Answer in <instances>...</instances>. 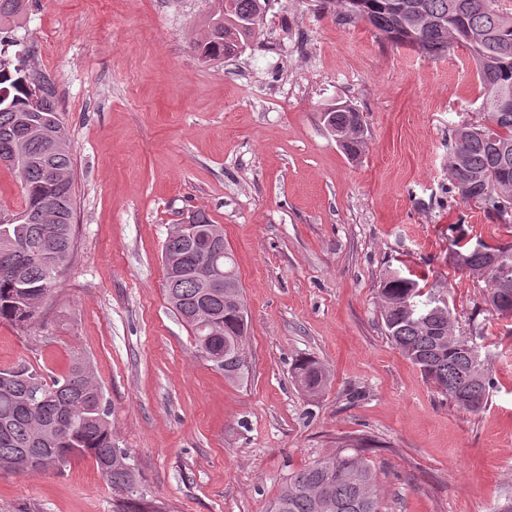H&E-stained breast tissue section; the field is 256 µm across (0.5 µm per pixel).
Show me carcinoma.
<instances>
[{"instance_id":"1","label":"carcinoma","mask_w":512,"mask_h":512,"mask_svg":"<svg viewBox=\"0 0 512 512\" xmlns=\"http://www.w3.org/2000/svg\"><path fill=\"white\" fill-rule=\"evenodd\" d=\"M25 0H0V25L16 19ZM339 3L347 20H363L385 40L405 44L428 56L464 47L481 86V113L454 133L448 159L452 180L468 187V197L488 215L507 220L512 210V110L499 108L512 99V14L497 0H321ZM271 6V0H215V8L192 40L205 62L221 61L249 46ZM35 84L23 64H14L0 41V151L14 146L25 157L14 169L24 206L23 219L0 214V321L25 327L49 300L60 272L75 250V199L71 143L53 96L45 105L29 103ZM342 149L360 153L365 134L361 113L336 104L322 113ZM193 233L203 240L212 221L193 214ZM163 250L183 256L179 270L166 271V296L176 317L191 331L198 351L219 355L216 367L236 381L249 371L247 312L233 253L200 251L184 237L166 239ZM499 256L488 270L491 283H512V245L479 242L456 251L462 267L483 265L487 254ZM224 274V290L204 299L198 273ZM381 317L392 344L456 407L470 412L487 401L488 378L476 339L456 335L448 340L452 319L441 289L423 291L419 282L397 272L384 274L378 285ZM304 390L317 395L327 376L313 359L295 367ZM110 411L90 363L74 360L67 373L46 376L25 363L0 368V464L26 448H35L62 471L80 457L92 458L116 496L113 512H164L148 496L129 452L112 435ZM368 441L353 439L336 452L288 474L269 512H383L376 476L363 453Z\"/></svg>"}]
</instances>
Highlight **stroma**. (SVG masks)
I'll return each mask as SVG.
<instances>
[{
	"label": "stroma",
	"instance_id": "1",
	"mask_svg": "<svg viewBox=\"0 0 512 512\" xmlns=\"http://www.w3.org/2000/svg\"><path fill=\"white\" fill-rule=\"evenodd\" d=\"M212 0H27L0 31L48 88L74 159L76 250L30 328L0 323V367L48 375L87 357L126 448L165 512H268L288 474L366 437L385 512L512 507V319L456 245L512 244L464 201L455 129L481 103L467 51L430 57L318 0H274L253 43L202 62ZM361 112L348 156L322 113ZM224 229L248 311L240 382L201 357L165 294L163 244L188 211ZM389 271L443 289L460 332L484 326L492 380L456 407L389 340ZM325 368L317 396L297 361ZM0 512H112L93 459L0 473Z\"/></svg>",
	"mask_w": 512,
	"mask_h": 512
}]
</instances>
